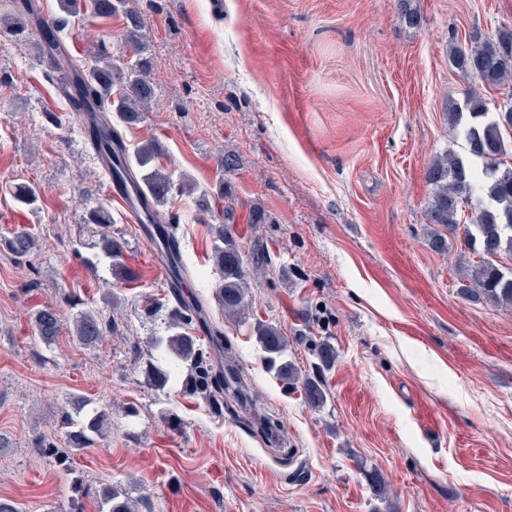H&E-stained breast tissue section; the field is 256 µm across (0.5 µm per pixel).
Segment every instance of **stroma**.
Masks as SVG:
<instances>
[{
  "label": "stroma",
  "instance_id": "stroma-1",
  "mask_svg": "<svg viewBox=\"0 0 512 512\" xmlns=\"http://www.w3.org/2000/svg\"><path fill=\"white\" fill-rule=\"evenodd\" d=\"M31 2L38 16L24 19L0 0V237L27 228L41 246L28 258L0 251V434L12 442L0 448V496L22 512H68L75 485L112 483L140 512H512V307L460 292L470 251L460 236L431 248L440 227L425 181L434 156L461 153L448 112L478 88L448 42L512 22V0H410L412 24L399 0H128L147 21L154 97L120 131L132 148L158 140L173 181L197 186L173 192L163 213L190 273L184 296L209 301L247 375L239 418L180 382L146 384L144 340L164 329L144 309L172 296L137 224L112 209L137 281L82 260L84 215L105 204L107 175L58 93L67 70L39 49L36 22L58 17L57 0ZM124 26L85 11L57 35L88 66L104 46L130 55ZM23 184L37 186L35 208L13 197ZM228 211L252 272L242 320L211 303ZM108 291L120 305L96 347L36 339L41 305L67 326L68 296L98 306ZM259 320L282 329L301 376L323 375L324 406L269 369ZM325 340L336 362L322 373L314 348ZM74 395L109 409L112 428L62 464L34 440L62 442L51 413ZM268 417L288 459L253 432ZM373 470L385 492L369 484Z\"/></svg>",
  "mask_w": 512,
  "mask_h": 512
}]
</instances>
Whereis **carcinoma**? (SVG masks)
I'll use <instances>...</instances> for the list:
<instances>
[{
    "label": "carcinoma",
    "mask_w": 512,
    "mask_h": 512,
    "mask_svg": "<svg viewBox=\"0 0 512 512\" xmlns=\"http://www.w3.org/2000/svg\"><path fill=\"white\" fill-rule=\"evenodd\" d=\"M89 8L102 18L118 12L126 19L125 39L131 45V59H114L104 50L89 67L77 63L56 43L54 31L39 24L47 48L61 56L63 66L71 73L69 94L72 103L70 119L84 131L93 149L107 156L112 163V174L127 192L139 199L149 196L144 205L147 221L140 224L142 232L157 246L171 276L169 288L175 304L163 305L165 336H151L150 347L175 363L167 369L148 360L145 367L147 382L160 389L178 376L180 368L187 369L182 385L192 394L204 398L218 414L234 411L244 388L242 374L230 367L234 363L232 346L224 338L223 328L208 320L206 303L196 297L182 295L186 273L181 265L179 242L172 231L174 225H165L160 210L167 204L174 183L157 165L161 146L150 140L128 153L118 129L112 126L107 112H117L120 122L130 125L144 119L154 96L147 60L143 57L146 44L143 16L128 6L127 0H89ZM470 46H453L449 56L457 70L478 79L486 90L497 91L512 84V24L497 26L488 38L469 35ZM468 111L451 112L450 122L460 129L470 155L479 160L474 167L454 153H444L432 159L425 172L426 182L432 187L429 200V221L455 234L460 230L463 209L469 208L475 217L470 224L476 232L465 230L466 246L477 251L478 261L465 267L461 290L470 296H483L493 302L512 306V268L506 270L494 264V258L505 253L512 255V124L506 125L504 114L512 113V103L492 110L481 95L472 93L467 99ZM14 197L23 207H34L39 201L38 191L30 185L15 188ZM85 223L96 226V234L88 243L92 258L90 268L100 258L111 260L112 276L120 282L137 278V272L123 261L124 241L112 236L107 209L98 205L89 209ZM4 248L18 257H27L39 250L34 233L19 229L3 239ZM212 260L222 274L214 298L224 316L239 315L248 309V275L236 241L224 228L217 231ZM35 332L41 342L56 343L61 325L56 306L47 304L34 316ZM114 330L111 317L97 309H82L74 318L71 335L86 347L96 346ZM204 336H198V332ZM256 341L267 354L270 367L287 384L302 382L308 404L318 407L326 399L319 381L300 378L296 366L283 359L287 341L281 329L270 323L259 322L254 327ZM90 400L78 396L56 411L59 425L64 429L67 447L83 450L94 444V437L104 433L108 412L95 410L84 413ZM96 497L107 507V512H139L138 502L129 498L122 487L103 484Z\"/></svg>",
    "instance_id": "obj_1"
}]
</instances>
